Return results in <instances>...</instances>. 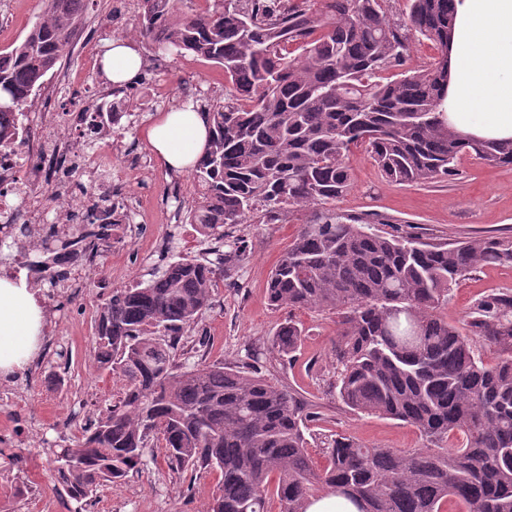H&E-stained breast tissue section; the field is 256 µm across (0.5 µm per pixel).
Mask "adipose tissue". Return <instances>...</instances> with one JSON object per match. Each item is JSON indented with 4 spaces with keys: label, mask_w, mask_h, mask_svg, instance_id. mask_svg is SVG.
<instances>
[{
    "label": "adipose tissue",
    "mask_w": 512,
    "mask_h": 512,
    "mask_svg": "<svg viewBox=\"0 0 512 512\" xmlns=\"http://www.w3.org/2000/svg\"><path fill=\"white\" fill-rule=\"evenodd\" d=\"M112 84H136L144 60L130 41L115 38L97 54ZM440 110L456 132L475 139L512 140V0H456L448 40V92ZM209 119L173 110L153 119L145 139L162 166L185 171L202 156ZM44 310L25 281L0 278V374L23 368L40 341Z\"/></svg>",
    "instance_id": "obj_1"
}]
</instances>
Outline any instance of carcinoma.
Segmentation results:
<instances>
[{"label":"carcinoma","mask_w":512,"mask_h":512,"mask_svg":"<svg viewBox=\"0 0 512 512\" xmlns=\"http://www.w3.org/2000/svg\"><path fill=\"white\" fill-rule=\"evenodd\" d=\"M87 0H45L30 31L0 49V152L72 37ZM139 32L162 54H191L224 70V97L208 110L204 155L191 170L200 189L183 222L216 243L211 260L179 258L144 285L114 288L95 322L98 368L123 381L74 444L54 452L58 481L77 502L117 483L161 443L171 468L216 470L222 480L206 512H308L326 494L356 512H512V293L480 299L458 326L440 315L453 285L481 265L512 264V236L471 237L453 246L379 233V213L346 214L336 200L351 185L346 159L363 146L383 177L422 185L455 175L464 156L512 165V142L466 140L442 121L446 50L454 0H406L395 21L384 0H214L187 15L184 0H139ZM438 55L406 67L411 34ZM299 53L294 55L289 46ZM298 222L271 270L272 306L337 315L333 352L338 398L351 410L416 428L422 448L369 447L337 434L326 464L308 453V423L324 420L263 375L222 362L175 360L184 330L212 308L215 288L243 261L240 239L219 246L251 218ZM31 262L54 301L63 275L50 241ZM98 242L65 238L73 256ZM305 331L280 326L272 348L290 357ZM498 352L487 364L472 337Z\"/></svg>","instance_id":"cac0c4a2"}]
</instances>
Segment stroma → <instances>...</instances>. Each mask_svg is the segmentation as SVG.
<instances>
[{
	"mask_svg": "<svg viewBox=\"0 0 512 512\" xmlns=\"http://www.w3.org/2000/svg\"><path fill=\"white\" fill-rule=\"evenodd\" d=\"M43 8L42 0H0V14L13 15L11 29L0 36V47L23 37ZM127 38L136 44L145 66L138 84L127 91L123 106L128 117L97 142V150L122 149L138 163L125 180H113L122 199L135 200L142 209L134 217L123 249L102 251L86 268L79 294L62 293L60 306H47L52 316L50 335L67 349L63 360L38 353L28 367L27 387L33 425L15 452L19 469L0 478V512H204L221 481L219 472L190 476L172 471L162 448H148L145 464L117 484L100 488L88 505L65 494L54 477L51 444H70L79 437L86 419L117 398L123 383L118 375L98 369L94 359V325L103 300L112 289L148 281L153 270L177 257H198L202 247L191 225L183 221L184 208L198 197L190 173L167 172L144 140L151 117L178 107L184 98L208 108L224 95V73L192 55L157 54L144 41L137 11L128 0H88L75 33L73 53L53 75L56 90L36 101L47 124L69 148L65 161L46 162L39 185L51 193L61 182L84 184L99 191L98 171L80 172L82 145L89 136L87 114L100 100H111L112 87L103 79L94 59L109 39ZM352 184L336 202L350 213L378 212L396 220L400 231L430 242L456 243L474 236L512 235V166H492L463 158L455 176L424 185L387 182L364 148L348 158ZM295 224L237 225L236 236L246 246L240 267L221 282L214 305L185 332L179 353L193 360L221 361L228 366H261L278 386L292 389L304 401L319 406L323 422L315 425L319 440L309 452L324 465L322 436L343 433L368 446L412 449L421 447L419 431L402 422L358 414L336 395V361L332 340L336 316L329 312L273 308L266 295L271 268L287 249ZM512 291V264L484 265L454 285L441 313L453 324L468 320L483 296ZM306 332L295 357L280 361L271 351V339L287 320ZM25 486L14 498L12 482Z\"/></svg>",
	"mask_w": 512,
	"mask_h": 512,
	"instance_id": "1",
	"label": "stroma"
}]
</instances>
